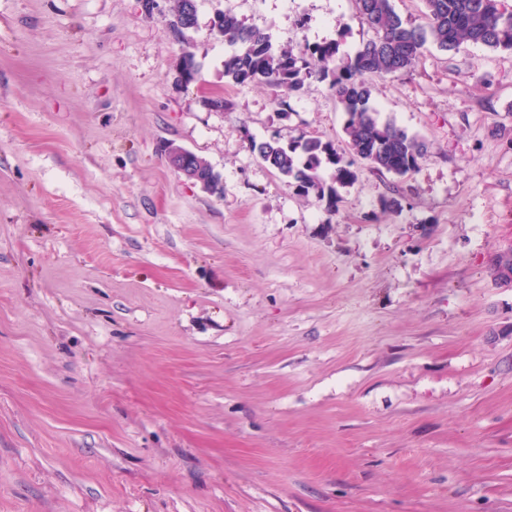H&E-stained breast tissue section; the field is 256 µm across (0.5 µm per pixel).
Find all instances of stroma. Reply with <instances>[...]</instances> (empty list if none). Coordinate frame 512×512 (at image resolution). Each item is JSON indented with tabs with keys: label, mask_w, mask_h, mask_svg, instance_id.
Masks as SVG:
<instances>
[{
	"label": "stroma",
	"mask_w": 512,
	"mask_h": 512,
	"mask_svg": "<svg viewBox=\"0 0 512 512\" xmlns=\"http://www.w3.org/2000/svg\"><path fill=\"white\" fill-rule=\"evenodd\" d=\"M171 5L0 0V512H512V51L377 81L427 151L331 205L250 149L341 143L326 83L277 111L210 21L351 54L353 0ZM188 1L196 0H173V30L177 37L184 38L185 33L191 29H194L197 25V10L193 9L189 12ZM166 153L168 160L170 159V161L175 162L174 164L170 163L171 166L187 180L194 184H199L202 189L207 191L206 184L204 180H202V178H204L212 183L213 189L215 191H218L219 193L223 191L220 174L215 172L214 169L205 160L199 157V172L197 169V164L193 162L194 153L190 150L174 143H169L166 146Z\"/></svg>",
	"instance_id": "1"
}]
</instances>
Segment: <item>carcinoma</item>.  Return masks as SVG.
Instances as JSON below:
<instances>
[{
    "label": "carcinoma",
    "instance_id": "obj_1",
    "mask_svg": "<svg viewBox=\"0 0 512 512\" xmlns=\"http://www.w3.org/2000/svg\"><path fill=\"white\" fill-rule=\"evenodd\" d=\"M357 9L373 37L355 54L341 52L340 44L324 42L294 51L277 46L269 34L243 23L230 12L219 11L216 34L231 47L224 57V79L235 86L263 84L276 91L275 103L283 112L291 96L310 80L327 83L346 114L345 147L318 137L299 136L251 142V149L278 174L291 180L297 192L314 191L336 204L335 185L355 181V161L403 177L414 172L427 147L423 140L390 121L382 122L371 105L373 80L410 70L426 44L445 52L465 44L493 51H512V14L500 0H422L425 22L402 18L392 0H356ZM173 30L177 37L197 25V11L188 0H173ZM334 168L333 181L324 185L318 175L322 163Z\"/></svg>",
    "mask_w": 512,
    "mask_h": 512
}]
</instances>
